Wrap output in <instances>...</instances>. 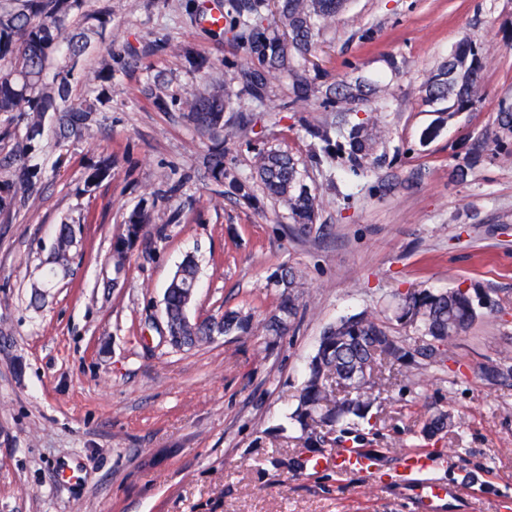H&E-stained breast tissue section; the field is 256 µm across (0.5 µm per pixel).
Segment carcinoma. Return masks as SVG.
<instances>
[{
    "label": "carcinoma",
    "mask_w": 512,
    "mask_h": 512,
    "mask_svg": "<svg viewBox=\"0 0 512 512\" xmlns=\"http://www.w3.org/2000/svg\"><path fill=\"white\" fill-rule=\"evenodd\" d=\"M276 20L267 22V0H224V11L212 18L219 30H228L247 57L248 68L237 71L236 64L224 63L238 80L234 92L218 78H206L200 91L179 102L195 130L211 141L207 157L210 181L228 195L248 204L256 201L249 180L224 163V113L233 109L232 97L248 95L255 99L267 93L268 77L285 75L290 94L282 104L285 110L301 111L319 92L305 73V62L325 29L347 0H277ZM112 18V0L98 8L88 0H0V113L19 112L25 120V136L11 152L0 158V168L17 177L21 189L35 186L39 168L31 163L39 149L46 118H51L59 135L85 138L94 134L96 115L111 99L112 58L86 76L91 94L77 105L68 103L71 70L55 64L60 54L72 61L82 56L103 37ZM187 70L204 73L208 60L190 46L179 48ZM489 48L465 45L442 62L425 86V102L439 111L453 114L472 107L481 97L483 60ZM389 87L362 77L346 78L322 92L321 106L326 112H344L345 105L369 97L385 98ZM307 132L323 143L324 156L331 159L338 151L344 160V172L357 176L362 162L373 154L376 144L387 134L381 116L359 120L339 131L342 142L333 143L332 125L309 124ZM512 138V109H502L495 148L506 154ZM263 196L270 200L287 229L297 238L311 234L324 207V199L306 184L307 166L289 150L262 148L253 165ZM112 176V159L93 165L86 177L92 187ZM154 216L141 207L125 221V233L112 244L114 266H124L128 254ZM77 241L76 229L60 224L54 250L56 265L67 269ZM198 266L185 260L174 274L163 297V312L168 334L176 349L191 348L208 342L210 336L249 335L256 330L268 336H283L293 328L299 313L305 283L299 271L285 266L275 273L271 285L280 292L279 302L268 318L256 323L253 316L229 310L219 321L206 319L192 326L185 324L188 294L198 283ZM480 317L473 296L460 288L433 291L410 288L399 295L394 309L397 324L412 329L416 353L432 361L448 341L467 333ZM406 337L392 333L391 324L371 311L343 316L320 336L305 377L296 395V407L289 416L303 434L309 448L327 444L326 433H338L336 441L354 436L360 442L359 421L367 419L379 396L388 390L391 376L413 362ZM487 381L498 383L512 377V352L505 349L498 360L483 367ZM451 426L448 413L431 414L423 426L431 439Z\"/></svg>",
    "instance_id": "carcinoma-1"
}]
</instances>
